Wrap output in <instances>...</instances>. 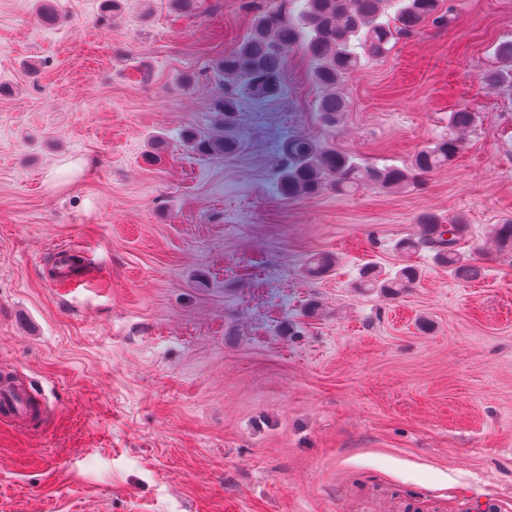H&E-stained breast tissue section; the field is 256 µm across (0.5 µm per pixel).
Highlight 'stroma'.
<instances>
[{"mask_svg":"<svg viewBox=\"0 0 512 512\" xmlns=\"http://www.w3.org/2000/svg\"><path fill=\"white\" fill-rule=\"evenodd\" d=\"M100 3L53 0L46 26L0 0V373L50 408L0 415V512H512V88L484 80L512 0H450L345 79L335 127L288 50L284 96L242 101L220 158L182 138L214 127L241 0ZM460 108L468 147L420 188L276 192L285 135L402 167ZM426 212L464 218L481 279L396 251ZM405 260L413 288L358 289Z\"/></svg>","mask_w":512,"mask_h":512,"instance_id":"35a3bbf8","label":"stroma"}]
</instances>
